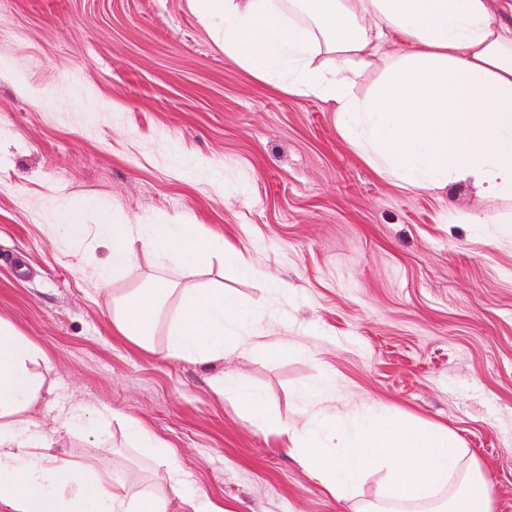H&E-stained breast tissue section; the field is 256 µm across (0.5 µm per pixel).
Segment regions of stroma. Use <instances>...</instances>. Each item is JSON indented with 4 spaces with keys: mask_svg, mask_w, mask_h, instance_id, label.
Instances as JSON below:
<instances>
[{
    "mask_svg": "<svg viewBox=\"0 0 512 512\" xmlns=\"http://www.w3.org/2000/svg\"><path fill=\"white\" fill-rule=\"evenodd\" d=\"M489 202L470 183L411 190L375 171L320 100L225 55L189 0H0V319L47 357L35 418L84 407L58 446L183 506L166 465L128 440L140 421L224 512H347L274 436L211 387L234 373L296 415L298 388L350 422L374 402L446 427L479 460L493 512H512V237L459 224ZM118 224H202L261 271L217 259L219 283L287 351L198 363L112 330L94 235ZM107 431L111 451L98 448Z\"/></svg>",
    "mask_w": 512,
    "mask_h": 512,
    "instance_id": "35a3bbf8",
    "label": "stroma"
}]
</instances>
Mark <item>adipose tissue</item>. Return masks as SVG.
<instances>
[{
  "label": "adipose tissue",
  "instance_id": "ef3b65f1",
  "mask_svg": "<svg viewBox=\"0 0 512 512\" xmlns=\"http://www.w3.org/2000/svg\"><path fill=\"white\" fill-rule=\"evenodd\" d=\"M203 24L222 23L224 52L290 93L329 104L342 136L378 173L411 189L468 181L491 201H512V22L490 0H194ZM382 65L368 95L356 89ZM95 236L107 251L97 282L151 259L147 285L107 295L112 327L144 348L165 334L169 357L207 362L283 350L262 316L221 288H189L178 276L223 252L201 224H115ZM42 349L0 320V508L6 512H171L169 500L101 463L58 457L54 448L81 421L57 413L48 431L31 417L44 385ZM213 390L276 436L350 512H492L490 485L447 428L386 418L362 405L350 425L273 411L242 378L212 379ZM126 430L141 455L166 457L191 512H222L188 484L175 458L136 421ZM385 472L374 497L361 492Z\"/></svg>",
  "mask_w": 512,
  "mask_h": 512
}]
</instances>
